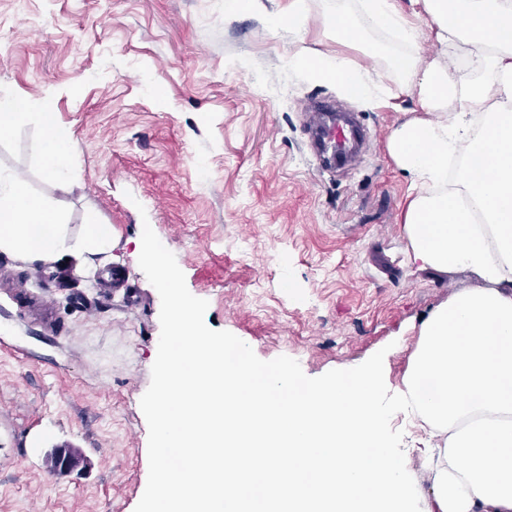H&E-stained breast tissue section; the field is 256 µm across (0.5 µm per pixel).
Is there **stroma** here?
<instances>
[{
  "label": "stroma",
  "mask_w": 512,
  "mask_h": 512,
  "mask_svg": "<svg viewBox=\"0 0 512 512\" xmlns=\"http://www.w3.org/2000/svg\"><path fill=\"white\" fill-rule=\"evenodd\" d=\"M288 3L0 0V98L27 105L0 140V169L63 213L74 244L90 224L113 236L107 255L0 252V512H135L161 307L138 263L143 226L207 300L209 328L262 360L294 358L310 377L385 351L393 393L422 321L481 287L469 271L407 261L413 192L387 138L420 110L388 65L399 43L372 28L362 43L336 40L337 10L357 12V0H305L311 22L288 34ZM329 52L349 57L374 94L351 95L318 69ZM314 100L355 113L368 149L326 165ZM47 114L73 144L64 190L44 169ZM42 296L49 323L31 312ZM54 448L77 466L47 468Z\"/></svg>",
  "instance_id": "1"
}]
</instances>
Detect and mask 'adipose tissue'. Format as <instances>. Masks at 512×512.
Returning a JSON list of instances; mask_svg holds the SVG:
<instances>
[{
    "instance_id": "1",
    "label": "adipose tissue",
    "mask_w": 512,
    "mask_h": 512,
    "mask_svg": "<svg viewBox=\"0 0 512 512\" xmlns=\"http://www.w3.org/2000/svg\"><path fill=\"white\" fill-rule=\"evenodd\" d=\"M412 2L438 52L391 60L422 111L387 140L416 191L402 224L408 259L484 285L422 322L401 397L432 439L419 457L427 512H512V0ZM361 13L417 38L397 0H360L359 13L337 12V39L358 42ZM69 247L62 214L0 170V250L45 261Z\"/></svg>"
}]
</instances>
